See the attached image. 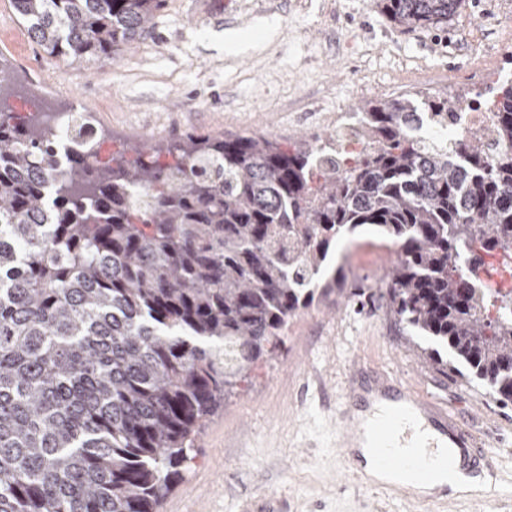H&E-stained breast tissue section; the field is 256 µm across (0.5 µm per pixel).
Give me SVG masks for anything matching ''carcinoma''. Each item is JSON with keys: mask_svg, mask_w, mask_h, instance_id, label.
<instances>
[{"mask_svg": "<svg viewBox=\"0 0 512 512\" xmlns=\"http://www.w3.org/2000/svg\"><path fill=\"white\" fill-rule=\"evenodd\" d=\"M69 64L111 62L164 0H11ZM462 0H377L393 22L448 23ZM506 148L418 134L461 105L357 109L364 149L187 134L98 160L0 112V512H160L193 436L320 293L364 225L396 246L382 297L423 359L512 402V294L460 263L512 257V83L490 100ZM449 351L442 357L439 348Z\"/></svg>", "mask_w": 512, "mask_h": 512, "instance_id": "cac0c4a2", "label": "carcinoma"}]
</instances>
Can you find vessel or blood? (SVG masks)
Masks as SVG:
<instances>
[{
	"mask_svg": "<svg viewBox=\"0 0 512 512\" xmlns=\"http://www.w3.org/2000/svg\"><path fill=\"white\" fill-rule=\"evenodd\" d=\"M351 404L340 413V448L346 462L366 428H373L376 455L371 487L393 493L402 489L399 477L408 469L424 481L433 478L439 449L450 450V459L465 475H492L493 461L476 438L463 431L446 409L421 393L384 374L352 380Z\"/></svg>",
	"mask_w": 512,
	"mask_h": 512,
	"instance_id": "obj_1",
	"label": "vessel or blood"
}]
</instances>
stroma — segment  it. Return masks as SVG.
I'll return each mask as SVG.
<instances>
[{
    "instance_id": "obj_1",
    "label": "stroma",
    "mask_w": 512,
    "mask_h": 512,
    "mask_svg": "<svg viewBox=\"0 0 512 512\" xmlns=\"http://www.w3.org/2000/svg\"><path fill=\"white\" fill-rule=\"evenodd\" d=\"M512 0H463L447 31L391 22L375 0H165L150 36L115 61L67 65L0 0V110H93L100 136L170 142L185 133L329 137L336 115L401 95L491 98L512 80ZM360 228L342 286L288 321L278 349L196 435L161 512H512V403L426 363L371 279L390 262ZM374 370L445 406L499 464L491 493L432 505L349 474L338 415L352 376Z\"/></svg>"
}]
</instances>
